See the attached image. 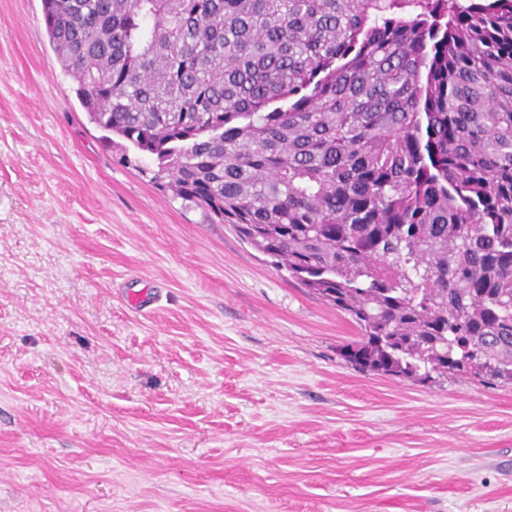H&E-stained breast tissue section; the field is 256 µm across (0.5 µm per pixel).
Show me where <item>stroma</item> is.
<instances>
[{
  "label": "stroma",
  "instance_id": "stroma-1",
  "mask_svg": "<svg viewBox=\"0 0 512 512\" xmlns=\"http://www.w3.org/2000/svg\"><path fill=\"white\" fill-rule=\"evenodd\" d=\"M122 154L42 0H0V512H512V384L353 367L345 315Z\"/></svg>",
  "mask_w": 512,
  "mask_h": 512
}]
</instances>
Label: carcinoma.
Instances as JSON below:
<instances>
[{
	"label": "carcinoma",
	"mask_w": 512,
	"mask_h": 512,
	"mask_svg": "<svg viewBox=\"0 0 512 512\" xmlns=\"http://www.w3.org/2000/svg\"><path fill=\"white\" fill-rule=\"evenodd\" d=\"M81 107L347 315L363 372L512 383V0H42Z\"/></svg>",
	"instance_id": "carcinoma-1"
}]
</instances>
